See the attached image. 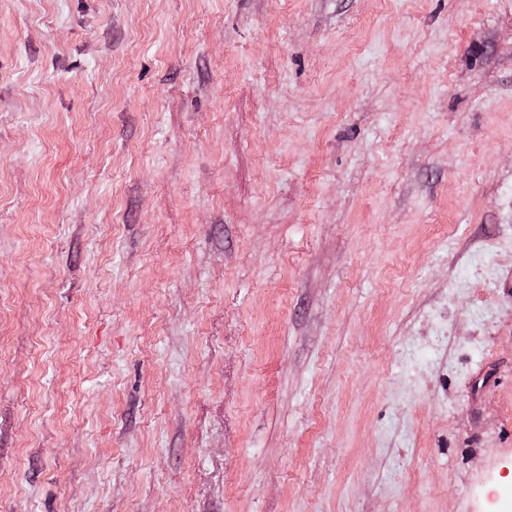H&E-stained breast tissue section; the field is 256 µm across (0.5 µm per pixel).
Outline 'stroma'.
I'll return each mask as SVG.
<instances>
[{
    "instance_id": "1",
    "label": "stroma",
    "mask_w": 512,
    "mask_h": 512,
    "mask_svg": "<svg viewBox=\"0 0 512 512\" xmlns=\"http://www.w3.org/2000/svg\"><path fill=\"white\" fill-rule=\"evenodd\" d=\"M512 492V0H0V512Z\"/></svg>"
}]
</instances>
